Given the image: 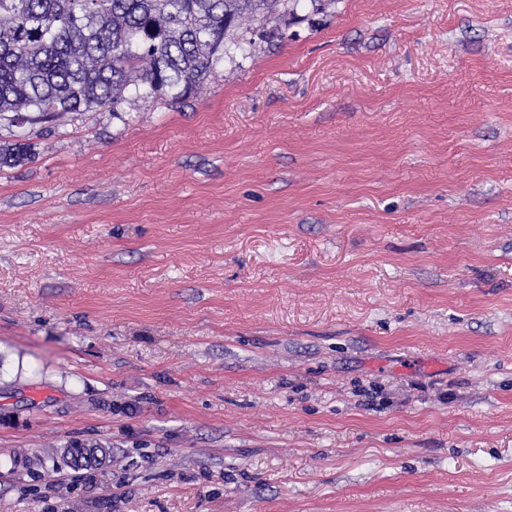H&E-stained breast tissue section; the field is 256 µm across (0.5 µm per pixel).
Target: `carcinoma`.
<instances>
[{
	"mask_svg": "<svg viewBox=\"0 0 512 512\" xmlns=\"http://www.w3.org/2000/svg\"><path fill=\"white\" fill-rule=\"evenodd\" d=\"M302 0H0V122L51 123L137 98L179 102ZM22 137L0 167L31 158Z\"/></svg>",
	"mask_w": 512,
	"mask_h": 512,
	"instance_id": "cac0c4a2",
	"label": "carcinoma"
}]
</instances>
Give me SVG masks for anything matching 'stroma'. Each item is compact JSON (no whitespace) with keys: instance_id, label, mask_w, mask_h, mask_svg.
Returning <instances> with one entry per match:
<instances>
[{"instance_id":"obj_1","label":"stroma","mask_w":512,"mask_h":512,"mask_svg":"<svg viewBox=\"0 0 512 512\" xmlns=\"http://www.w3.org/2000/svg\"><path fill=\"white\" fill-rule=\"evenodd\" d=\"M279 29L0 168V512H512V0Z\"/></svg>"}]
</instances>
